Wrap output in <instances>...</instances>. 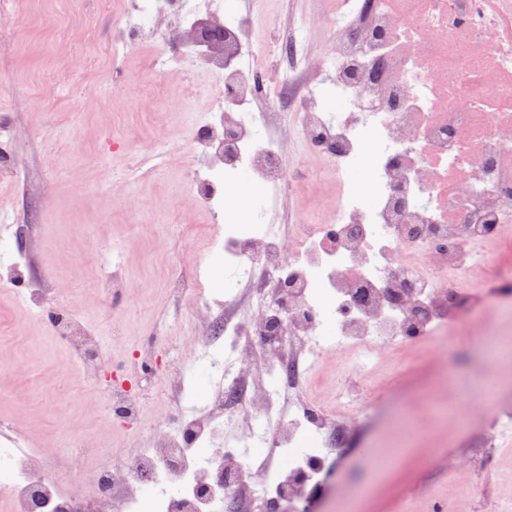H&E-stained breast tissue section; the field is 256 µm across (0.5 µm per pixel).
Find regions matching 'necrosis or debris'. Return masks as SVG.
I'll list each match as a JSON object with an SVG mask.
<instances>
[{
  "label": "necrosis or debris",
  "instance_id": "obj_1",
  "mask_svg": "<svg viewBox=\"0 0 512 512\" xmlns=\"http://www.w3.org/2000/svg\"><path fill=\"white\" fill-rule=\"evenodd\" d=\"M160 0H139L126 28L160 38L153 63H198L222 91L206 116L185 106L192 130V189L199 202L232 205L253 192L242 231L224 238L228 287L248 289L239 313L203 291L197 337L179 383L207 375L214 407L178 399L151 446L132 448L124 466L86 442L92 496L113 512H238L224 474L263 457L245 492L253 505L280 499L304 512L309 485L341 447V425L327 411L302 407L316 359L343 355L341 370L410 339L446 333L447 310L464 282L512 278L493 261L512 240V0H336L332 9L293 17L274 37L228 10L224 62L174 50L184 31L215 10L204 0H173V29L156 34ZM331 35L325 53L307 56L312 24ZM279 63L272 107L287 113L296 140L316 147L325 169L305 188L336 179L333 209L306 210L299 223H267L266 193L285 185L278 145L255 107V52ZM50 322L76 366L98 377L99 341L67 310ZM262 341L261 377L253 379V341ZM13 479L6 512H83L81 498L52 477L37 448L7 454Z\"/></svg>",
  "mask_w": 512,
  "mask_h": 512
}]
</instances>
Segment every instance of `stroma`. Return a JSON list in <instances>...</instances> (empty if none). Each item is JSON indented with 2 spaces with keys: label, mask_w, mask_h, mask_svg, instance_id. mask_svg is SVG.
Listing matches in <instances>:
<instances>
[{
  "label": "stroma",
  "mask_w": 512,
  "mask_h": 512,
  "mask_svg": "<svg viewBox=\"0 0 512 512\" xmlns=\"http://www.w3.org/2000/svg\"><path fill=\"white\" fill-rule=\"evenodd\" d=\"M255 26L283 33L312 0H222ZM137 0H0V449L45 448L55 476L77 496L91 492V472L69 447L97 439L114 454L145 445L158 432L175 363L167 347H184L177 318L192 320L196 286L224 295L221 243L228 221L198 202L187 168L192 134L180 108L200 112L211 76L203 68L165 72L156 44L126 37L118 26ZM126 40L121 54L112 44ZM170 147L165 174L148 151ZM329 183L306 195L270 199L267 220L295 223L308 207L335 197ZM180 264H173V256ZM68 308L101 342L113 380L138 389L143 419L112 422L113 380H87L71 346L40 318L34 297ZM473 320L449 328L448 365L433 364L427 337L402 344L368 373L328 365L309 399L328 407L337 389L353 393L348 442L335 477L318 490V512H335L354 495L356 512H390L405 497L409 512L467 500L470 512L512 501V439L489 447L495 410L512 408V361H496L492 341L512 340V311L494 314L496 289L485 279L462 290ZM495 366L498 390L486 373ZM392 375L396 398L377 407L368 385Z\"/></svg>",
  "instance_id": "1"
}]
</instances>
